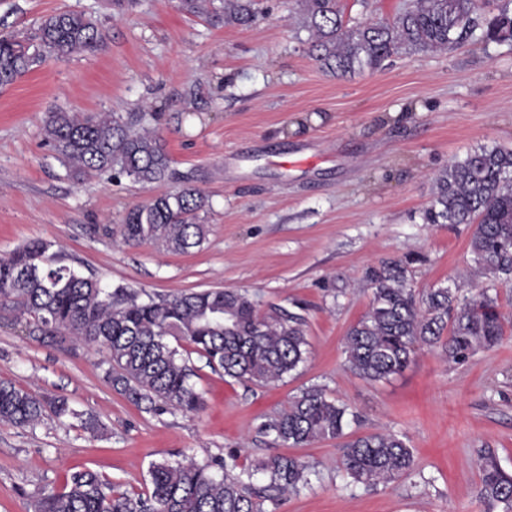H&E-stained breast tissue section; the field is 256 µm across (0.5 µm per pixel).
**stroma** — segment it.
I'll return each mask as SVG.
<instances>
[{"instance_id": "1", "label": "stroma", "mask_w": 512, "mask_h": 512, "mask_svg": "<svg viewBox=\"0 0 512 512\" xmlns=\"http://www.w3.org/2000/svg\"><path fill=\"white\" fill-rule=\"evenodd\" d=\"M408 0H341L348 25L390 20ZM77 10L104 34L94 50L49 59L0 89V255L55 241L79 270L150 294L224 288L260 311L301 314L306 361L266 385L237 381L189 352L203 410L157 415L104 378L96 348L40 343L0 319V379L67 396L101 423L97 435L45 416L32 428L0 424V512H32L44 487L91 470L143 492L151 463L222 459L255 472L275 455L260 425L303 389L350 406L344 438L292 449L307 485L265 501L266 512H502L481 495L480 462L512 475V288L473 275L470 228L427 224L437 176L481 146L512 149V43L464 44L385 60L338 77L309 55L301 0H258L247 26L217 27L177 0H0V36ZM143 118L162 135L172 179L145 189L103 173L73 178L45 146L49 113ZM195 179L208 196L201 247L186 254L126 245V211ZM409 259L416 293L490 288L509 321L503 341L462 362L418 346L405 370L369 382L345 362L344 336L368 310L369 269ZM404 436L414 468L377 486L340 469L345 439Z\"/></svg>"}]
</instances>
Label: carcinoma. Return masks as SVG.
<instances>
[{
  "label": "carcinoma",
  "instance_id": "obj_1",
  "mask_svg": "<svg viewBox=\"0 0 512 512\" xmlns=\"http://www.w3.org/2000/svg\"><path fill=\"white\" fill-rule=\"evenodd\" d=\"M478 26V0H413L393 20L366 21L344 28L338 0H304L302 23L311 35L309 52L334 75L375 70L402 52H433L457 46L474 36L484 42L512 41V10ZM187 14L203 15L215 24L246 26L256 16L255 0H178ZM103 33L91 17L60 11L45 17L32 41L0 37V89L12 85L46 58L62 59L93 50ZM45 143L80 178L111 172L151 188L173 176L163 137L153 128L134 124L110 112H51L44 126ZM208 196L185 183L131 208L120 233L125 243H160L183 254L206 238L200 212ZM428 224H468L469 247L481 274L512 285V149L482 146L448 165L437 178V192L425 212ZM413 259L385 262L370 271L373 296L366 314L345 336L350 370L369 381L401 373L419 344L438 345L460 361L477 346H493L505 336L496 298L483 288L459 300L457 290L429 289L416 298L408 283ZM0 316L26 320L36 339L70 340L105 350V380L135 404L149 410L167 407L185 413L201 409L203 398L191 382L195 372L179 347L185 341L206 358L208 366L244 382L270 383L305 362L308 342L304 318L285 309L260 312L245 293L211 289L199 292L143 295L124 285L108 286L68 263L64 251L47 239L30 240L0 257ZM59 420L80 421L96 434L101 425L75 409L65 395L38 396L9 381H0V422L33 426L45 413ZM349 407L308 388L261 425L274 443L300 448L325 438H339ZM412 449L397 434L369 433L348 441L342 466L355 482L389 483L412 470ZM258 470L270 488L296 492L308 483L306 466L296 457L274 455ZM481 494L490 507L512 512V477L492 459L482 465ZM260 494L250 490L243 474L221 463L193 460L154 462L145 493H129L92 471H77L65 487H45L32 502L33 512H266Z\"/></svg>",
  "mask_w": 512,
  "mask_h": 512
}]
</instances>
